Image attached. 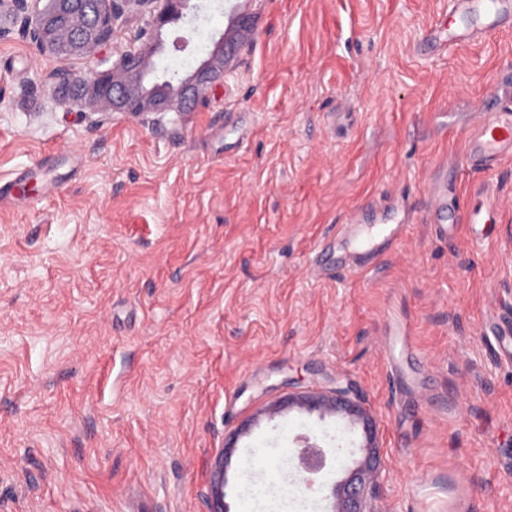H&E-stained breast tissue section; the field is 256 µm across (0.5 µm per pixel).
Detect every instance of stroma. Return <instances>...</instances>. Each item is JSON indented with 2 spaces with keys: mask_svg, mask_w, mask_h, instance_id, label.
Wrapping results in <instances>:
<instances>
[{
  "mask_svg": "<svg viewBox=\"0 0 512 512\" xmlns=\"http://www.w3.org/2000/svg\"><path fill=\"white\" fill-rule=\"evenodd\" d=\"M150 81L178 82L231 11L254 25L230 75L187 112H91L81 75L0 17V181L59 184L0 208V512H208L224 442L228 512H328L360 456L343 420L263 409L351 388L372 412L377 512H512V159L471 170L478 113L512 103V29L425 43L443 0H190ZM79 155L71 169L64 153ZM500 219L436 233L431 180ZM403 204L370 270L338 265L342 225ZM325 486L281 500L294 439ZM299 451L296 453L297 469L304 477L308 487H312L318 477L330 467L328 451L307 435L295 439Z\"/></svg>",
  "mask_w": 512,
  "mask_h": 512,
  "instance_id": "obj_1",
  "label": "stroma"
}]
</instances>
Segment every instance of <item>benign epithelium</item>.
<instances>
[{"mask_svg": "<svg viewBox=\"0 0 512 512\" xmlns=\"http://www.w3.org/2000/svg\"><path fill=\"white\" fill-rule=\"evenodd\" d=\"M184 0H0V14L13 12L21 17L22 36L60 61L72 58L97 60V67L76 76L68 71L54 75L55 90L65 98L77 99L89 109L107 112H168L174 105L182 109L207 96L210 88L231 72L232 61L245 44L252 16L241 12L230 20L241 37L219 40L209 56L173 92L153 89L147 83L145 54L131 48L112 63L98 58L99 50L117 33L125 14L134 7L149 9L151 24L161 27L179 14ZM108 64L103 69L101 65ZM297 408L321 417L336 415L362 429L363 457L354 462L332 489L331 512H374L369 503L374 494V478L379 468L377 423L371 411L348 389L310 391L291 395L267 406L262 414L270 417ZM297 469L308 486L330 467L328 451L307 435L295 439Z\"/></svg>", "mask_w": 512, "mask_h": 512, "instance_id": "7a95c632", "label": "benign epithelium"}]
</instances>
